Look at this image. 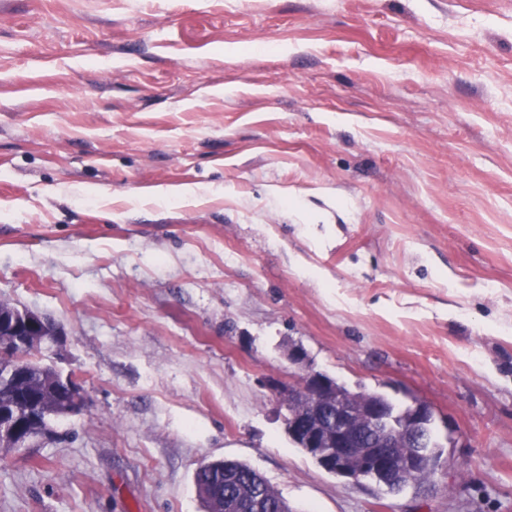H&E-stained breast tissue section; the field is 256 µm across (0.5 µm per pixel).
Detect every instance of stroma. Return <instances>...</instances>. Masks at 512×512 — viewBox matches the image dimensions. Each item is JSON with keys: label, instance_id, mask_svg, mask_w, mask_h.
Here are the masks:
<instances>
[{"label": "stroma", "instance_id": "1", "mask_svg": "<svg viewBox=\"0 0 512 512\" xmlns=\"http://www.w3.org/2000/svg\"><path fill=\"white\" fill-rule=\"evenodd\" d=\"M0 300L88 398L0 512H204L220 459L294 512H512V0H0ZM311 370L428 403L432 480L298 448Z\"/></svg>", "mask_w": 512, "mask_h": 512}]
</instances>
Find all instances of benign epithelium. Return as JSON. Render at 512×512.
I'll use <instances>...</instances> for the list:
<instances>
[{
  "instance_id": "1",
  "label": "benign epithelium",
  "mask_w": 512,
  "mask_h": 512,
  "mask_svg": "<svg viewBox=\"0 0 512 512\" xmlns=\"http://www.w3.org/2000/svg\"><path fill=\"white\" fill-rule=\"evenodd\" d=\"M61 334L44 316L16 308L0 312V350H38L41 345ZM65 391L61 410L66 415L86 406L87 397L72 377H64ZM295 401L311 404V415L301 419L288 415V435L300 447L323 461V469L353 481L364 478L371 469L380 477L391 479L397 474L392 459L398 447V426L379 416L370 405L359 408L350 397L336 388L325 375L309 373L293 390ZM41 405L20 410L6 401L0 403V445L27 448L41 434Z\"/></svg>"
}]
</instances>
